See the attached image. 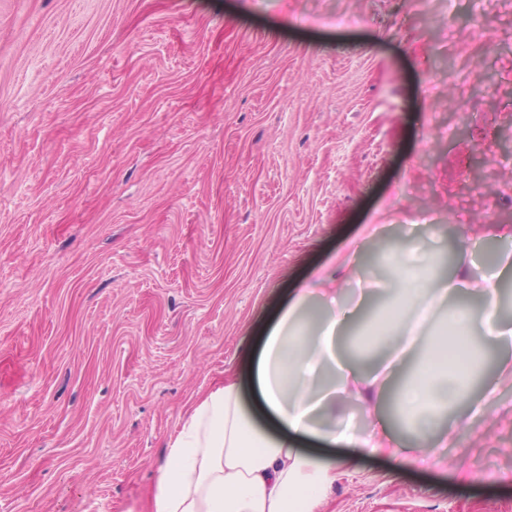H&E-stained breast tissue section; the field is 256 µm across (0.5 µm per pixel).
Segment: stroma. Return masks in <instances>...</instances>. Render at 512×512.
I'll list each match as a JSON object with an SVG mask.
<instances>
[{"mask_svg": "<svg viewBox=\"0 0 512 512\" xmlns=\"http://www.w3.org/2000/svg\"><path fill=\"white\" fill-rule=\"evenodd\" d=\"M496 223L512 0H0V512H150L291 288L370 224L487 268ZM325 512H512V385Z\"/></svg>", "mask_w": 512, "mask_h": 512, "instance_id": "35a3bbf8", "label": "stroma"}]
</instances>
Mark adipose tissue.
Wrapping results in <instances>:
<instances>
[{"instance_id":"1","label":"adipose tissue","mask_w":512,"mask_h":512,"mask_svg":"<svg viewBox=\"0 0 512 512\" xmlns=\"http://www.w3.org/2000/svg\"><path fill=\"white\" fill-rule=\"evenodd\" d=\"M494 264L484 273L459 243L442 274L423 241L405 235L383 297L341 299L330 272L296 289L276 322L245 341L237 372L168 438L151 512H322L355 459L305 450L307 438L404 460L447 447L474 382L487 398L512 376V321L498 296L512 250ZM459 291L479 309L449 306ZM493 348L502 357L488 378ZM353 405L369 429L340 422Z\"/></svg>"}]
</instances>
